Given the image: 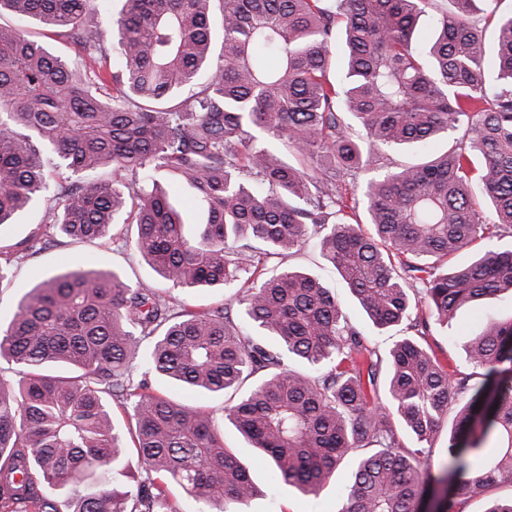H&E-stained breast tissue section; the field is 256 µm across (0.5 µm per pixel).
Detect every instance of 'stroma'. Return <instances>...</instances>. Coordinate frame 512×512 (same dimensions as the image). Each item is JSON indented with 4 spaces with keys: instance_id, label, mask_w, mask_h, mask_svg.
Instances as JSON below:
<instances>
[{
    "instance_id": "stroma-1",
    "label": "stroma",
    "mask_w": 512,
    "mask_h": 512,
    "mask_svg": "<svg viewBox=\"0 0 512 512\" xmlns=\"http://www.w3.org/2000/svg\"><path fill=\"white\" fill-rule=\"evenodd\" d=\"M136 227L132 224H117L112 228L110 239L97 243H73L58 238L48 250L14 265L7 278L0 281V318H8L17 301L31 288L56 274L63 260L82 265L93 263L98 269L117 271L134 286L160 287L156 273L138 255L134 240ZM292 266L319 277L324 285L338 296L351 321L373 336L380 350H387L403 335L402 328L380 330L350 292L346 284L328 268L314 245H306L290 259ZM512 313V298L500 295L484 299L477 306L459 310L455 321L449 326L436 328V342L446 347L456 365L468 370L465 344L479 330V317L483 314L505 316ZM224 441L229 447L238 449L241 459L248 467L257 486V495L244 506L243 512H337L343 488L350 476L349 463H342L319 495H306L280 482L271 465L258 452L250 448L245 439L232 427L225 426Z\"/></svg>"
}]
</instances>
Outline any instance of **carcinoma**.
<instances>
[{"label":"carcinoma","mask_w":512,"mask_h":512,"mask_svg":"<svg viewBox=\"0 0 512 512\" xmlns=\"http://www.w3.org/2000/svg\"><path fill=\"white\" fill-rule=\"evenodd\" d=\"M111 2L0 0V13L83 53L76 69L0 25V229L47 201L44 232L0 250V280L57 233L101 240L122 222L170 287L231 294L199 306L68 266L25 293L0 322V361L15 365L0 380V512H179L172 485L198 512H239L256 495L248 468L211 414L156 378L239 393L224 420L303 494L353 457L338 512H419L428 486L448 479L441 512L474 500L512 512V495L487 496L512 487V316L487 318L466 343L476 375L430 343L459 308L512 293V248L446 262L512 235V14L484 0L497 28L490 83L474 0H452L424 39L416 21L435 0H121L115 15ZM456 130L451 149L355 193L386 150ZM104 166L110 181L93 176ZM169 181L193 191L202 223L185 221ZM311 241L377 328L403 324L407 336L381 352L317 278L289 266L264 275ZM54 365L63 373H47ZM489 394L480 424L474 407Z\"/></svg>","instance_id":"1"}]
</instances>
